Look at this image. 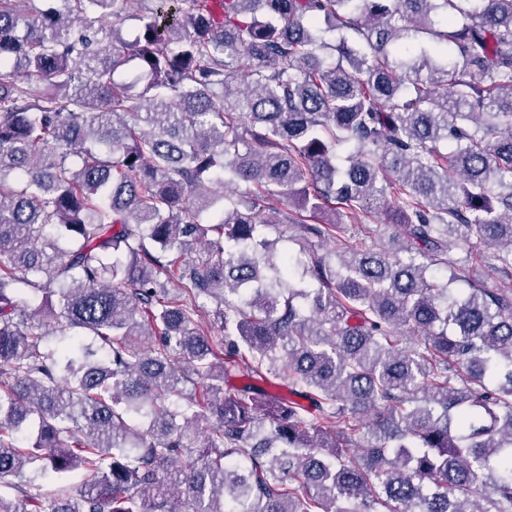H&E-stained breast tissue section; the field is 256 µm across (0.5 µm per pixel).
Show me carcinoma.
<instances>
[{
  "instance_id": "1",
  "label": "carcinoma",
  "mask_w": 512,
  "mask_h": 512,
  "mask_svg": "<svg viewBox=\"0 0 512 512\" xmlns=\"http://www.w3.org/2000/svg\"><path fill=\"white\" fill-rule=\"evenodd\" d=\"M35 2L0 0V512H512V0Z\"/></svg>"
}]
</instances>
